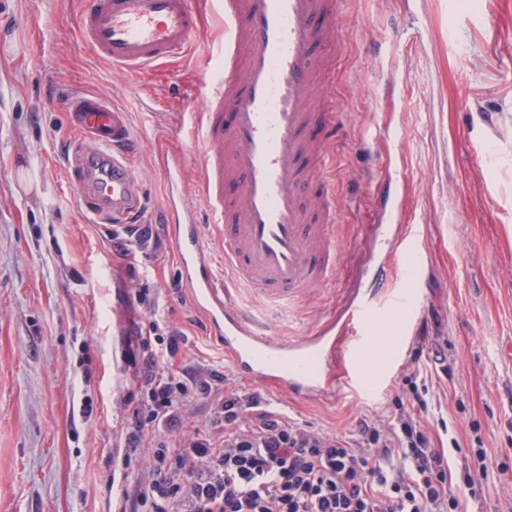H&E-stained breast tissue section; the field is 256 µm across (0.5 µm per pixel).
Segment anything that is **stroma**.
Wrapping results in <instances>:
<instances>
[{
  "instance_id": "stroma-1",
  "label": "stroma",
  "mask_w": 512,
  "mask_h": 512,
  "mask_svg": "<svg viewBox=\"0 0 512 512\" xmlns=\"http://www.w3.org/2000/svg\"><path fill=\"white\" fill-rule=\"evenodd\" d=\"M83 0H0V512H114L115 491L145 488L142 457L122 466L125 400L137 386L126 339L152 348L160 322L183 334L170 373L207 365L241 393L320 433L365 447L413 419L443 449L452 481L472 475L458 512H512V0H345L325 81L345 116L327 176L339 201L333 282L272 316L284 341L335 319L379 256L373 189L400 184L428 280L415 335L397 357L366 358L373 391L285 396L234 377L224 343L192 305L163 222L158 159L180 158L199 204L195 115L221 66L223 31L173 66L114 70L79 37ZM79 90L129 114L152 237L126 263L89 222L65 173L63 102ZM135 281L144 302L127 296Z\"/></svg>"
}]
</instances>
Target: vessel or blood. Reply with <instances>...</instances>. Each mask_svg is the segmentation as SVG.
I'll return each instance as SVG.
<instances>
[{"mask_svg":"<svg viewBox=\"0 0 512 512\" xmlns=\"http://www.w3.org/2000/svg\"><path fill=\"white\" fill-rule=\"evenodd\" d=\"M343 0H216L224 20V68L206 82L197 116L206 215L167 193L163 210L180 277L236 373L284 393L335 398L328 381L336 333L354 351L395 354L413 336L424 297L426 252L418 229L403 224L391 184L377 189L387 249L368 284L352 290L335 323L317 334L277 341L228 299L241 284L277 306L328 284L336 268V194L324 169L336 130L334 102H320L326 65L320 48L337 36ZM193 0H89L79 27L96 56L125 73L185 56L197 38ZM69 177L92 221L135 213L136 143L129 115L104 98L68 95ZM321 137H314V130ZM223 274H216V265Z\"/></svg>","mask_w":512,"mask_h":512,"instance_id":"vessel-or-blood-1","label":"vessel or blood"}]
</instances>
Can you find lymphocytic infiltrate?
<instances>
[{"label":"lymphocytic infiltrate","mask_w":512,"mask_h":512,"mask_svg":"<svg viewBox=\"0 0 512 512\" xmlns=\"http://www.w3.org/2000/svg\"><path fill=\"white\" fill-rule=\"evenodd\" d=\"M182 342L172 331L160 352L140 338L127 344L142 393L131 407L128 451L137 452L147 431L180 439L151 449L148 491L118 512H457L444 455L420 426L405 422L392 434L364 428L374 450L359 453L273 414L257 395L229 389L219 371L201 366L181 379L160 372ZM193 398L206 400L213 419L187 431L183 406ZM394 457L399 468L386 470Z\"/></svg>","instance_id":"lymphocytic-infiltrate-1"}]
</instances>
